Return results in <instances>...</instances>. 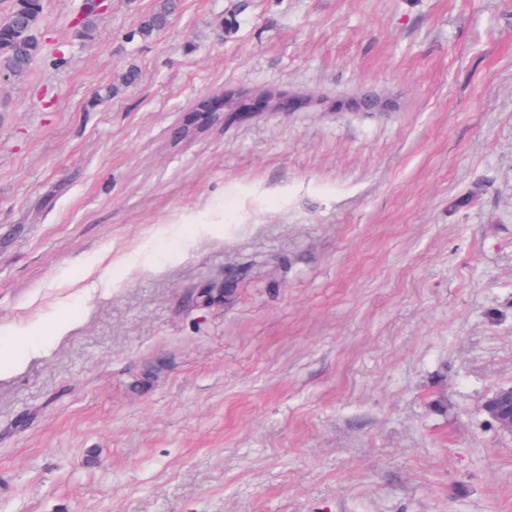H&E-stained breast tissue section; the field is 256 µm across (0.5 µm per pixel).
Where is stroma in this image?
Segmentation results:
<instances>
[{"mask_svg":"<svg viewBox=\"0 0 512 512\" xmlns=\"http://www.w3.org/2000/svg\"><path fill=\"white\" fill-rule=\"evenodd\" d=\"M155 4L0 83V512H512V0ZM176 9L174 0H158L154 9L141 17L135 34L149 38L164 29ZM224 103L223 95H206L199 98L193 109L188 112V126L191 130H196L208 126L216 121L224 122L251 116L259 113L252 108L249 112H214L215 109Z\"/></svg>","mask_w":512,"mask_h":512,"instance_id":"1","label":"stroma"}]
</instances>
